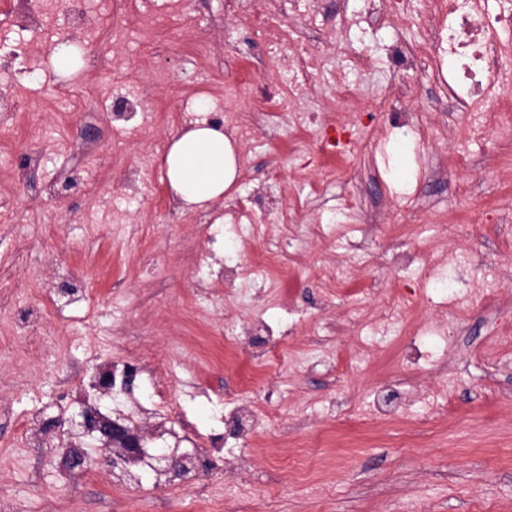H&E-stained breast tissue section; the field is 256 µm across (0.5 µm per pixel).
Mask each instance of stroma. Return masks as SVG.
Masks as SVG:
<instances>
[{"label": "stroma", "mask_w": 512, "mask_h": 512, "mask_svg": "<svg viewBox=\"0 0 512 512\" xmlns=\"http://www.w3.org/2000/svg\"><path fill=\"white\" fill-rule=\"evenodd\" d=\"M156 30L131 34L82 82L50 70L20 111L0 112V512H512V153L461 137L473 116L448 109L441 72L399 74L387 53L422 23L315 35L290 16L298 46L338 71L371 58L366 92L417 86L410 132L384 112L352 135V155L314 150L335 84L300 96L309 121L259 107L279 79L237 0H179ZM118 0H93L92 42L66 6L62 34L111 58ZM212 37L210 58H194ZM142 98L145 139L112 120V97ZM230 98L247 130L222 200L187 210L165 155L186 130L182 96ZM468 167L436 176L444 156ZM381 221L367 223L370 211ZM451 247L452 269L431 251ZM89 306L50 304L55 267ZM494 301H471L487 275ZM147 357L129 391L91 384ZM397 406L371 407L387 390ZM270 400L247 439L225 413ZM140 427L147 448L188 455L185 481L110 468L74 415L84 404ZM87 452L65 474L70 446ZM249 455L247 470L236 460Z\"/></svg>", "instance_id": "35a3bbf8"}]
</instances>
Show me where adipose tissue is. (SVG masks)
Here are the masks:
<instances>
[{
  "mask_svg": "<svg viewBox=\"0 0 512 512\" xmlns=\"http://www.w3.org/2000/svg\"><path fill=\"white\" fill-rule=\"evenodd\" d=\"M166 177L184 208L195 209L223 197L237 173L236 143L206 121L174 139L165 157Z\"/></svg>",
  "mask_w": 512,
  "mask_h": 512,
  "instance_id": "ef3b65f1",
  "label": "adipose tissue"
}]
</instances>
